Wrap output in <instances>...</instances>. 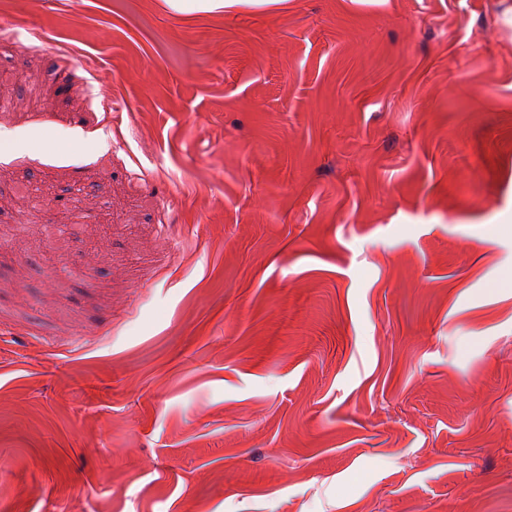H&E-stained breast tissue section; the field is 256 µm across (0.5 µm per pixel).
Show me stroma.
<instances>
[{
  "instance_id": "stroma-1",
  "label": "stroma",
  "mask_w": 512,
  "mask_h": 512,
  "mask_svg": "<svg viewBox=\"0 0 512 512\" xmlns=\"http://www.w3.org/2000/svg\"><path fill=\"white\" fill-rule=\"evenodd\" d=\"M1 30L0 512H512V0Z\"/></svg>"
}]
</instances>
